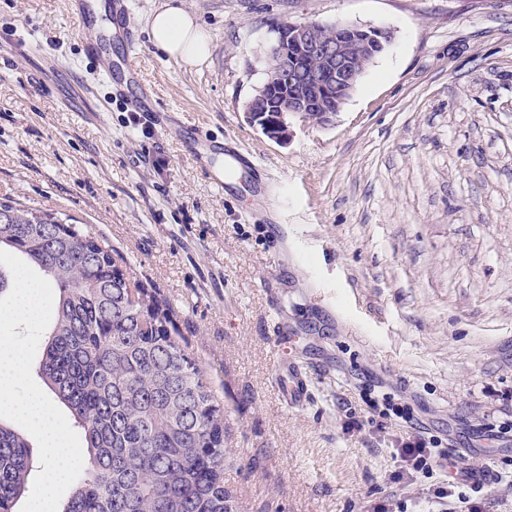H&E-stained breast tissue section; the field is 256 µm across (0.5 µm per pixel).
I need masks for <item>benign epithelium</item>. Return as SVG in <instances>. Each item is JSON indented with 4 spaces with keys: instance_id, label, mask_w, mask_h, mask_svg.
<instances>
[{
    "instance_id": "7a95c632",
    "label": "benign epithelium",
    "mask_w": 512,
    "mask_h": 512,
    "mask_svg": "<svg viewBox=\"0 0 512 512\" xmlns=\"http://www.w3.org/2000/svg\"><path fill=\"white\" fill-rule=\"evenodd\" d=\"M317 22H289L281 27L277 43L268 52V73L275 74L281 86V100L276 117L259 105L268 102V86L256 88L244 108L248 121L261 129L268 138L284 143L291 135V119L302 122L323 96H335L334 109L322 114V125H329L351 97L361 78L362 70L354 57L370 58L383 51L393 33L387 29L362 28L346 23L336 24V35L325 40L317 36ZM318 57L325 67L310 70L300 66L295 58Z\"/></svg>"
}]
</instances>
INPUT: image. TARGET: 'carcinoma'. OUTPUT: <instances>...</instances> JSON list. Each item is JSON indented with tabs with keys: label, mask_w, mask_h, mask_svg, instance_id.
<instances>
[{
	"label": "carcinoma",
	"mask_w": 512,
	"mask_h": 512,
	"mask_svg": "<svg viewBox=\"0 0 512 512\" xmlns=\"http://www.w3.org/2000/svg\"><path fill=\"white\" fill-rule=\"evenodd\" d=\"M2 249L54 292L35 373L84 441L61 512H235L224 407L178 340L172 306L65 213L1 199ZM36 471L23 431L0 422V512H14Z\"/></svg>",
	"instance_id": "obj_1"
}]
</instances>
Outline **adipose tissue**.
<instances>
[{
	"mask_svg": "<svg viewBox=\"0 0 512 512\" xmlns=\"http://www.w3.org/2000/svg\"><path fill=\"white\" fill-rule=\"evenodd\" d=\"M150 38L161 52L188 64L204 62L209 54L206 34L181 5H167L153 16Z\"/></svg>",
	"mask_w": 512,
	"mask_h": 512,
	"instance_id": "ef3b65f1",
	"label": "adipose tissue"
}]
</instances>
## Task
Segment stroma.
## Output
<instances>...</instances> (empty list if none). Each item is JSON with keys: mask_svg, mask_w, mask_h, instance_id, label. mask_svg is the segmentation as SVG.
Here are the masks:
<instances>
[{"mask_svg": "<svg viewBox=\"0 0 512 512\" xmlns=\"http://www.w3.org/2000/svg\"><path fill=\"white\" fill-rule=\"evenodd\" d=\"M167 2L128 0L120 94L67 0H0V198L74 217L173 305L224 406L237 512L415 501L429 481L393 455L415 425L512 471V440L487 439L512 431V0H183L211 38L195 66L151 42ZM308 20L395 40L333 123L281 144L244 105L277 26ZM158 112L237 156L223 184ZM278 321L310 369L299 408L275 388Z\"/></svg>", "mask_w": 512, "mask_h": 512, "instance_id": "stroma-1", "label": "stroma"}]
</instances>
